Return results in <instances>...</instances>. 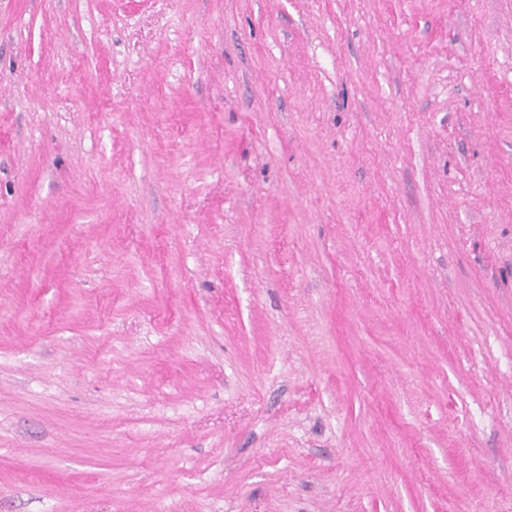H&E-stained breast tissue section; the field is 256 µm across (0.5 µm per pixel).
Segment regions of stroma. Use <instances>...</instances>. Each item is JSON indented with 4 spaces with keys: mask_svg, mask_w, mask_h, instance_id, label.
Returning <instances> with one entry per match:
<instances>
[{
    "mask_svg": "<svg viewBox=\"0 0 512 512\" xmlns=\"http://www.w3.org/2000/svg\"><path fill=\"white\" fill-rule=\"evenodd\" d=\"M0 512H512V0H0Z\"/></svg>",
    "mask_w": 512,
    "mask_h": 512,
    "instance_id": "1",
    "label": "stroma"
}]
</instances>
